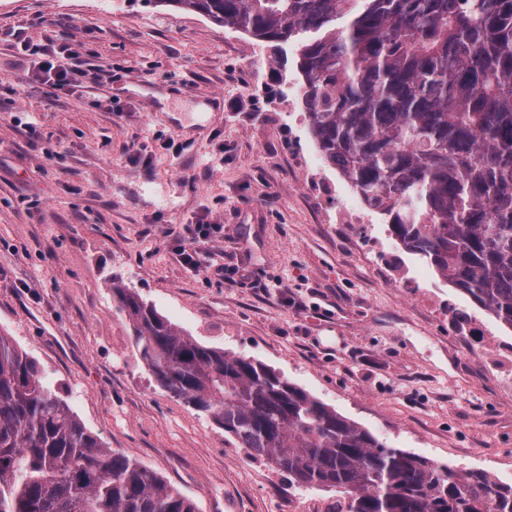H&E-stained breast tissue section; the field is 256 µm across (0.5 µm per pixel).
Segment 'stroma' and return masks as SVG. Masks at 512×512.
<instances>
[{
    "label": "stroma",
    "mask_w": 512,
    "mask_h": 512,
    "mask_svg": "<svg viewBox=\"0 0 512 512\" xmlns=\"http://www.w3.org/2000/svg\"><path fill=\"white\" fill-rule=\"evenodd\" d=\"M19 31L91 60L101 85L19 86ZM299 49L153 0H0V334L89 432L197 512H299L337 493L290 482L160 388L113 286L388 446L511 484L512 377L484 361L512 328L384 216L337 223L364 202L309 131ZM201 219L192 270L176 246Z\"/></svg>",
    "instance_id": "1"
}]
</instances>
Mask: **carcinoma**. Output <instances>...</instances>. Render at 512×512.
<instances>
[{
  "instance_id": "1",
  "label": "carcinoma",
  "mask_w": 512,
  "mask_h": 512,
  "mask_svg": "<svg viewBox=\"0 0 512 512\" xmlns=\"http://www.w3.org/2000/svg\"><path fill=\"white\" fill-rule=\"evenodd\" d=\"M279 49L310 133L392 235L512 327V0H154ZM141 362L237 447L333 512H512V484L390 448L268 366L199 343L112 289ZM0 512H197L106 448L0 334Z\"/></svg>"
}]
</instances>
